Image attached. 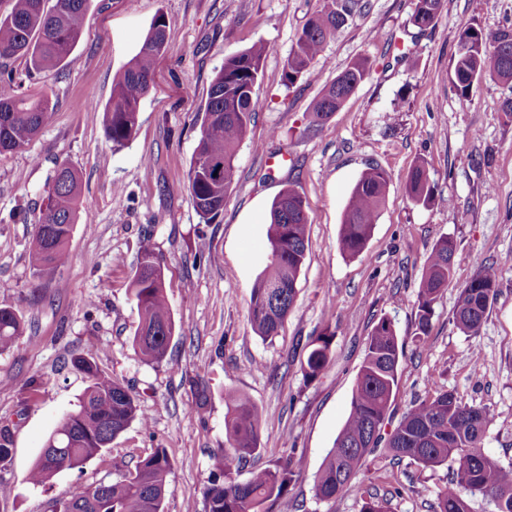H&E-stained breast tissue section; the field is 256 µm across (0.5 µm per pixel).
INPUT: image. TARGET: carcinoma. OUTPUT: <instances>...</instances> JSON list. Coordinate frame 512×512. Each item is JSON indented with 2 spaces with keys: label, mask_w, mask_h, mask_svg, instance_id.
Returning a JSON list of instances; mask_svg holds the SVG:
<instances>
[{
  "label": "carcinoma",
  "mask_w": 512,
  "mask_h": 512,
  "mask_svg": "<svg viewBox=\"0 0 512 512\" xmlns=\"http://www.w3.org/2000/svg\"><path fill=\"white\" fill-rule=\"evenodd\" d=\"M443 0H416L411 24L423 31L434 25ZM87 0H12V8L0 16V153L11 152L34 139L53 111L45 95L30 94L25 79L47 71L73 52L82 34ZM364 8L363 0H321L296 38L288 57L284 80L288 84L311 73L324 46L350 18ZM162 17L154 19L140 51L112 86L103 112L107 134L115 145L129 142L138 123L139 105L153 83L154 63L165 50ZM259 41L241 52L224 57L210 85L201 116L199 138L189 170L188 189L203 223L211 224L224 211V194L231 186L234 161L249 125L261 108L255 86L269 53ZM26 59L25 77L6 69L7 61ZM370 65L357 58L325 84L309 106L306 130L316 133L367 78ZM483 77L512 82V29L485 35L472 25L458 31L450 90L461 101L471 100L474 83ZM212 160L223 165L221 177L206 167ZM387 173L371 166L354 186L345 208L339 248L349 257L359 255L371 236L385 204ZM411 201L428 205L450 204L435 193L425 163H416L407 180ZM81 207L77 172L66 164L55 171L41 210L29 256L37 279L54 274L69 259V240ZM308 217L302 196L293 188L274 201L267 229L268 261L254 284L249 300L253 330L263 339L278 335L296 297V282L304 264ZM455 243L444 236L427 253L417 295L414 340L428 335L434 304L453 272ZM162 259L153 246H140L130 284L139 323L133 347L144 363L165 357L175 323L165 292ZM477 271L460 290L453 314L454 326L466 336L480 333L499 292L500 270L496 263L479 259ZM25 323L12 308L0 307V352L15 347ZM335 333L324 330L308 343L304 378L312 383L329 361ZM403 345L392 321L380 319L368 337L365 357L353 390L349 415L315 477V496L336 501L367 457L382 451L395 463L405 459L434 469L450 466L451 478L438 494L434 512H470L469 500L480 495L495 505V512H512V465L504 466L488 456L483 441L492 417L488 408L468 405L451 391L434 388L430 398L413 403L388 437L382 436L387 413L398 388ZM74 366L89 384L77 408L66 413L48 437L44 451L29 472L31 484H47L63 470L80 469L137 419L148 417L131 389L99 368L93 357L79 356ZM224 431L227 446L216 455L217 473L204 490L205 512H272L288 493L295 476L288 456L272 467L252 469L244 482L240 471L260 452L259 431L264 420L261 407L227 391ZM13 459L9 428H0V470ZM117 478L99 485L75 486L68 498L52 502L50 512H164L167 476L171 462L163 448L129 462L114 463Z\"/></svg>",
  "instance_id": "cac0c4a2"
}]
</instances>
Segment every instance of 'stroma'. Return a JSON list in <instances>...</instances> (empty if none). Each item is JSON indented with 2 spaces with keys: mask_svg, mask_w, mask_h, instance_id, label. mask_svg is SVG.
Masks as SVG:
<instances>
[{
  "mask_svg": "<svg viewBox=\"0 0 512 512\" xmlns=\"http://www.w3.org/2000/svg\"><path fill=\"white\" fill-rule=\"evenodd\" d=\"M415 3L369 0L327 42L319 73L288 86V56L319 0H89L72 55L25 83L47 95L54 112L23 149L0 155V306L25 321L15 347L0 352V427L10 428L14 448L0 471L7 488L0 512H48L75 485L114 480L113 462L156 448L171 461L165 512H205L203 490L225 444L228 391L265 413L251 467L294 460L296 479L274 512H361L366 493L387 496L390 512H433L449 468L381 456L364 463L336 502L315 496L314 478L348 417L368 336L384 316L404 342L388 428L427 397L434 380L464 403L489 408L484 451L512 464V118L502 110L512 83L480 79L465 104L448 89L458 30L512 28V0H444L423 32L410 22ZM157 17L166 51L140 102L135 136L116 146L99 109L77 105H106ZM257 41L270 47L255 87L262 107L239 148L224 212L204 226L188 191L195 116L225 56ZM358 57L368 59L369 78L319 133L306 134L310 103ZM419 161L451 205L410 201L406 182ZM64 162L79 172L85 209L68 263L37 281L29 242ZM371 166L389 175L386 203L364 251L348 257L338 246L344 211ZM289 187L305 200L308 247L295 303L278 336L265 340L252 329L248 304L267 262L272 202ZM147 236L164 262L175 322L155 365L141 363L132 345L138 312L130 283ZM443 236L456 244L453 276L420 349L412 340L417 293L427 251ZM480 256L498 263L499 294L480 334L466 336L452 317ZM327 329L335 333L328 366L305 383L306 344ZM79 355L93 356L132 388L150 422H132L82 468L32 485L28 474L47 437L88 385L72 365ZM28 380L39 386L36 398L23 390ZM408 484L416 494L396 495Z\"/></svg>",
  "mask_w": 512,
  "mask_h": 512,
  "instance_id": "35a3bbf8",
  "label": "stroma"
}]
</instances>
